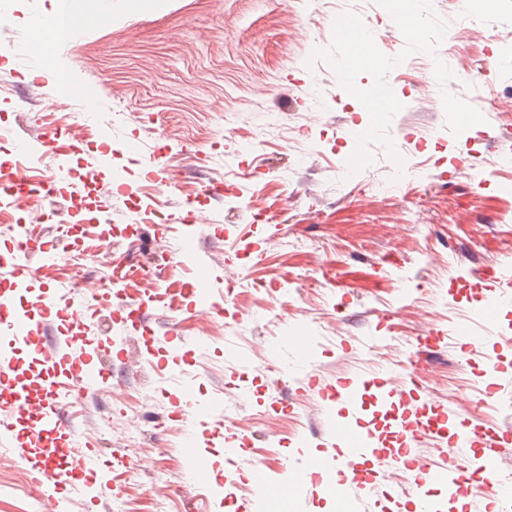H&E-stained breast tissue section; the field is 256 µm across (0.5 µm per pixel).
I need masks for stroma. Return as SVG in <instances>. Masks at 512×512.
I'll return each instance as SVG.
<instances>
[{"instance_id":"obj_1","label":"stroma","mask_w":512,"mask_h":512,"mask_svg":"<svg viewBox=\"0 0 512 512\" xmlns=\"http://www.w3.org/2000/svg\"><path fill=\"white\" fill-rule=\"evenodd\" d=\"M92 23L63 47L61 63L96 97L98 117L38 74L32 50L42 0H0V178L17 150L57 132L79 139L73 176L42 200L25 226L0 223V255L19 230L57 244L62 224L79 225L80 249L106 245L113 258L145 259L154 238L171 249L160 284L208 276L209 304L147 311L152 342L118 323L101 267L86 264L75 286L67 262L13 255L38 270V286L68 289L73 312L97 337L110 383L69 404L67 420L97 462L107 490L84 484L48 495L23 485L25 463L0 471V512H236L251 493L248 473L264 463L278 487L297 461L336 452L330 434L348 419L396 452L376 393L327 405L323 389L361 378L400 383L418 363L419 395L452 408L468 430L512 432V304L495 321L478 306L506 286L471 267L512 274V0H412L418 34L405 37L385 0H83ZM370 34L369 69L339 65L346 46L335 23ZM354 86L387 88L399 100L370 136ZM361 166H353L352 154ZM173 187L161 189L159 177ZM212 183L234 185L274 223L253 219ZM86 209H69L72 191ZM116 230L101 240L96 216ZM194 241L184 260L176 247ZM238 268L228 289L225 275ZM179 335L169 339L170 328ZM438 331V345L419 340ZM484 337L463 350L458 334ZM315 336V354L293 339ZM122 348L115 357L114 348ZM498 373H490L491 365ZM190 398L191 418L154 427ZM237 416L250 449L224 459V438L201 441L209 478L195 479L181 453L187 435ZM141 420L126 439L127 420ZM129 441L137 465L112 467Z\"/></svg>"}]
</instances>
